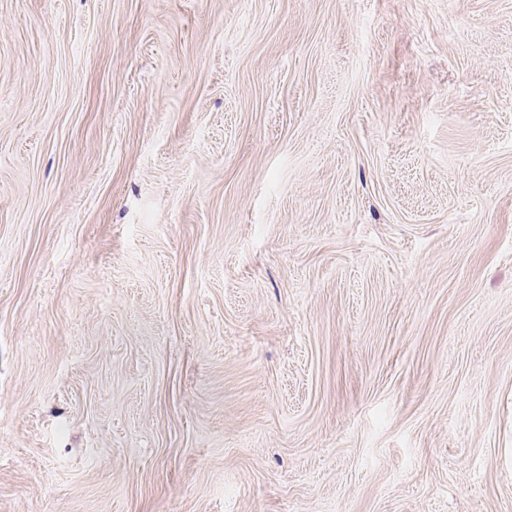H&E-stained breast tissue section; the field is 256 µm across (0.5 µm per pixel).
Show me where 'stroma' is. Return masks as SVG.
<instances>
[{
  "mask_svg": "<svg viewBox=\"0 0 512 512\" xmlns=\"http://www.w3.org/2000/svg\"><path fill=\"white\" fill-rule=\"evenodd\" d=\"M0 512H512V0H0Z\"/></svg>",
  "mask_w": 512,
  "mask_h": 512,
  "instance_id": "1",
  "label": "stroma"
}]
</instances>
